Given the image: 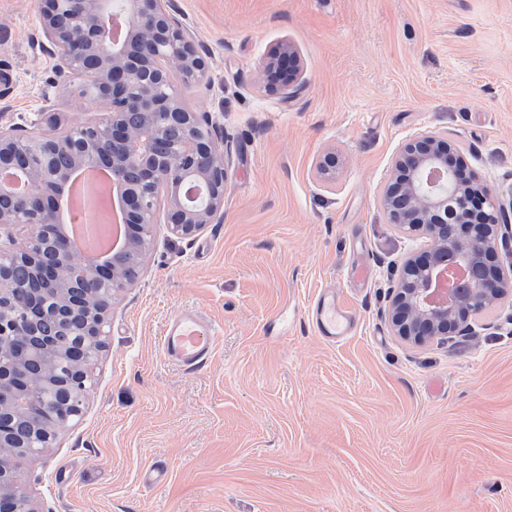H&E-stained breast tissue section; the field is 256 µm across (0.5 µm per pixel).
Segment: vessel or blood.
Returning a JSON list of instances; mask_svg holds the SVG:
<instances>
[{"label":"vessel or blood","instance_id":"b4317fda","mask_svg":"<svg viewBox=\"0 0 512 512\" xmlns=\"http://www.w3.org/2000/svg\"><path fill=\"white\" fill-rule=\"evenodd\" d=\"M307 318L315 332L329 341L347 335L354 325L353 312L332 290L315 298ZM218 337V328L203 314L182 310L175 313L168 323L162 352L168 362L194 371L205 366Z\"/></svg>","mask_w":512,"mask_h":512}]
</instances>
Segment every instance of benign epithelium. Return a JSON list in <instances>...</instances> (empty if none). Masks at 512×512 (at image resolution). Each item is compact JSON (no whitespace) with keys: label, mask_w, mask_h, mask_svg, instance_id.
Wrapping results in <instances>:
<instances>
[{"label":"benign epithelium","mask_w":512,"mask_h":512,"mask_svg":"<svg viewBox=\"0 0 512 512\" xmlns=\"http://www.w3.org/2000/svg\"><path fill=\"white\" fill-rule=\"evenodd\" d=\"M39 9L42 52L61 77L91 80L77 85L78 94L92 97L106 117L72 125L66 137L29 136L0 124V171L31 186L26 195L0 186V512H37L16 472L53 447L84 409L92 362L75 358L68 336L76 332L104 351L112 302L133 284L126 258L144 261L157 211H165L171 235L191 238L221 218L228 179V151L217 143L221 126L211 113L188 109L174 91L205 70L175 0H124L119 17L129 34L119 42L103 25L112 0H39ZM260 69L288 99L305 86L288 42L263 57ZM454 152V142L437 136L407 141L381 196L387 223L428 240L427 250L406 257L391 288L392 330L414 345L465 334L474 314L512 288V267L495 265L498 251L512 243V226L492 209H470L476 175L452 167ZM336 164V152L322 156L323 181L333 178ZM92 165L110 166L126 180L124 223L134 232H126L124 250L110 264L76 260L78 248L57 218L69 172ZM444 259L479 277L438 297ZM71 357L69 373L58 375L56 362ZM35 378L54 396L55 418L48 423L33 409L20 430L14 410L29 399Z\"/></svg>","instance_id":"7a95c632"}]
</instances>
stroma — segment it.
<instances>
[{
	"label": "stroma",
	"mask_w": 512,
	"mask_h": 512,
	"mask_svg": "<svg viewBox=\"0 0 512 512\" xmlns=\"http://www.w3.org/2000/svg\"><path fill=\"white\" fill-rule=\"evenodd\" d=\"M176 3L207 65L176 89L226 135L224 213L191 239L154 225L82 417L20 484L39 512H512V290L469 335L403 342L390 290L423 242L380 207L403 144L433 135L512 221V0ZM39 31L38 0H0V123L42 135L52 116L99 121ZM285 41L305 80L291 100L265 92L259 69ZM330 286L358 315L336 344L306 321ZM182 308L221 328L194 372L161 349ZM155 461L169 478L151 487Z\"/></svg>",
	"instance_id": "35a3bbf8"
}]
</instances>
